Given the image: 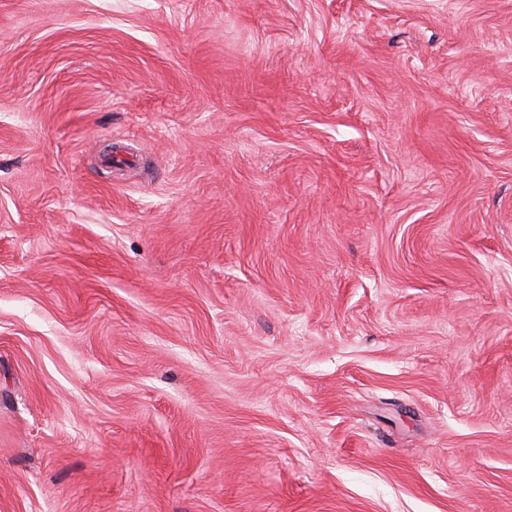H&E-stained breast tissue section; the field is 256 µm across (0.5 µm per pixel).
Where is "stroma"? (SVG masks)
Returning <instances> with one entry per match:
<instances>
[{
    "label": "stroma",
    "instance_id": "1",
    "mask_svg": "<svg viewBox=\"0 0 512 512\" xmlns=\"http://www.w3.org/2000/svg\"><path fill=\"white\" fill-rule=\"evenodd\" d=\"M0 512H512V0H0Z\"/></svg>",
    "mask_w": 512,
    "mask_h": 512
}]
</instances>
